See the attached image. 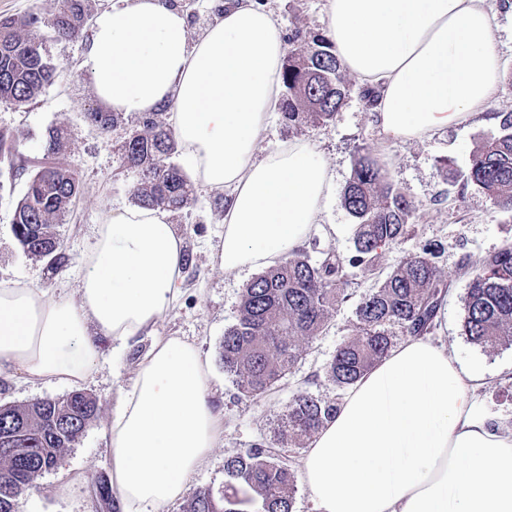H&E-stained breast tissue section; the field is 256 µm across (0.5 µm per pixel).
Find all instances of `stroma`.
Masks as SVG:
<instances>
[{
    "label": "stroma",
    "mask_w": 512,
    "mask_h": 512,
    "mask_svg": "<svg viewBox=\"0 0 512 512\" xmlns=\"http://www.w3.org/2000/svg\"><path fill=\"white\" fill-rule=\"evenodd\" d=\"M265 5L283 35L297 28L309 38L325 33V0H265ZM34 37L58 65L59 76L25 107L0 102V130L14 135L16 157L36 163L43 157L41 138L46 131L55 126L67 128L68 141L54 161L78 175L81 192L65 223L56 227L68 262L55 272L45 260L24 253L12 234V217L25 192V176L0 179V280L30 281L51 295L74 300L94 225L111 210L132 207L136 178L120 169L117 146L124 136L123 128L102 131L88 119L99 104L81 68L84 39L61 42L45 28L36 30ZM497 47L503 59L502 92L486 119L449 128L426 141L386 143L377 134L361 86L356 85L330 124L296 131L282 123L280 114H272L260 148L269 151L281 142L306 140L322 151L334 172L333 190L320 226L304 248L315 260L329 252L345 257L353 250L355 226L341 196L358 155L376 159L389 178L404 189L417 206L412 218L415 232L399 246L386 250L380 270L388 272L404 254L419 251L425 244L437 245L436 262L449 290L435 334L463 364L485 373L487 382L477 395L499 427L512 433V347L487 353L462 333L471 264L512 243V212L500 209L478 187L464 189L459 185L476 144L498 133L500 113L512 112V9L504 6L498 9ZM446 157L452 159V166L443 165ZM225 199V194L198 185L189 207L170 212L169 221L184 243L181 297L175 309L152 331L142 334L124 356H113L111 344L102 343L99 363L82 387L83 392L97 398L98 419L57 466L36 482L37 493L49 512H102L95 485L110 477L107 427L120 390L130 386L139 358L157 338L181 336L195 342L211 368V398L222 416V430L216 448L190 483L194 490L223 489L225 457L255 443L277 446L278 424L292 395L305 392L326 402L339 397L325 366L353 328L355 297L372 288L374 277L357 268L351 270L349 291L353 300L337 307L327 329L309 344L292 373L268 397L242 399L224 372L221 346L225 330L236 321L242 292L256 274L248 270L224 272L211 258L224 232ZM70 391L67 385L32 383L13 369H0L2 404L58 398ZM66 482L72 489L63 496L58 487Z\"/></svg>",
    "instance_id": "stroma-1"
}]
</instances>
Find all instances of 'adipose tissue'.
I'll return each instance as SVG.
<instances>
[{
  "label": "adipose tissue",
  "instance_id": "obj_1",
  "mask_svg": "<svg viewBox=\"0 0 512 512\" xmlns=\"http://www.w3.org/2000/svg\"><path fill=\"white\" fill-rule=\"evenodd\" d=\"M326 36L361 85L378 87L385 141L424 139L484 119L501 93L491 0H326ZM286 45L256 0H226L190 39L173 0H117L98 13L82 56L95 98L126 116L171 114L188 172L225 193V272L269 268L316 230L333 172L312 144L263 153L283 90ZM78 300L0 281V367L80 385L175 306L182 240L162 209L113 211L83 256ZM480 375L433 336H410L346 392L300 461L316 512H512V434L476 397ZM199 347L157 338L119 394L108 428L122 512L180 499L221 423Z\"/></svg>",
  "mask_w": 512,
  "mask_h": 512
}]
</instances>
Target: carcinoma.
<instances>
[{"instance_id": "obj_1", "label": "carcinoma", "mask_w": 512, "mask_h": 512, "mask_svg": "<svg viewBox=\"0 0 512 512\" xmlns=\"http://www.w3.org/2000/svg\"><path fill=\"white\" fill-rule=\"evenodd\" d=\"M89 16L84 0H61L51 16L0 17V102L22 107L59 75L40 45L24 34L44 26L59 41L82 35ZM282 121L290 129L328 124L350 91L345 69L333 46L322 37L288 51L283 63ZM158 113L124 117L117 112L89 113L98 128L130 122L119 147L121 167L136 177L138 206L178 210L192 201L187 174L173 161L175 133ZM63 128L48 131L45 156L60 152ZM473 184L499 207L512 211V113H501L498 134L482 140L472 152L462 187ZM80 191L69 169L44 162L31 170L18 201L12 232L24 252L63 264V246L55 227L63 223ZM342 204L355 225L354 251L347 258L332 253L320 262L305 254L288 258L255 278L244 290L236 322L224 332V372L245 398L257 400L276 389L294 368L304 348L328 327L339 304L347 301V269L374 273L386 249L414 232L416 205L391 182L378 163L361 154L344 188ZM428 244L404 257L386 277L362 296L349 337L339 344L327 374L339 390L351 387L407 336L430 333L448 292ZM463 335L486 351L512 346V245L484 257L465 297ZM337 405L308 393L288 400L281 441H308L336 413ZM98 418L97 399L83 391L61 398L0 404V512H19L20 501L44 472L54 468ZM225 489H198L181 512H293L295 474L288 456L256 445L224 459ZM106 512H119L109 484L97 482Z\"/></svg>"}]
</instances>
